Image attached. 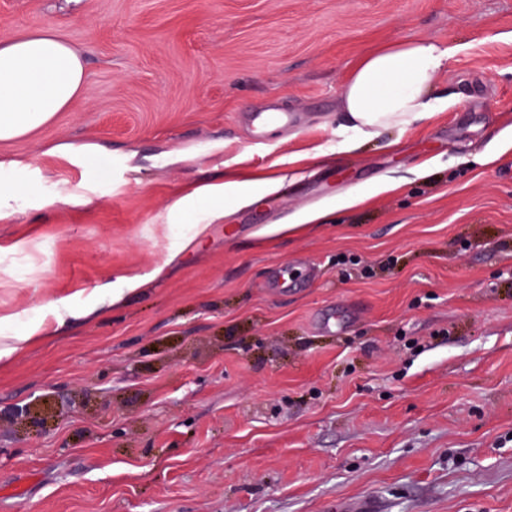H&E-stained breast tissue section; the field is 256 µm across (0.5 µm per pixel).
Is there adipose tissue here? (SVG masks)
<instances>
[{
	"label": "adipose tissue",
	"instance_id": "adipose-tissue-1",
	"mask_svg": "<svg viewBox=\"0 0 512 512\" xmlns=\"http://www.w3.org/2000/svg\"><path fill=\"white\" fill-rule=\"evenodd\" d=\"M449 51L417 39L386 45L359 60L343 89L342 110L354 129L372 136L403 127L428 112L431 93L448 69ZM83 55L48 28L0 41V141L22 138L48 124L82 94ZM67 309L51 305L21 334L0 342V362L32 337L63 326Z\"/></svg>",
	"mask_w": 512,
	"mask_h": 512
}]
</instances>
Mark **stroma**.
<instances>
[{
    "label": "stroma",
    "mask_w": 512,
    "mask_h": 512,
    "mask_svg": "<svg viewBox=\"0 0 512 512\" xmlns=\"http://www.w3.org/2000/svg\"><path fill=\"white\" fill-rule=\"evenodd\" d=\"M44 26L87 84L0 142V337L68 317L0 365V512H512V0H0ZM422 37L435 109L358 135ZM449 50L428 39L388 44L359 60L343 89L342 110L365 136L404 127L428 112L448 71ZM251 124L256 130L266 131L274 127L288 126L291 121L286 112H253L251 113Z\"/></svg>",
    "instance_id": "35a3bbf8"
}]
</instances>
